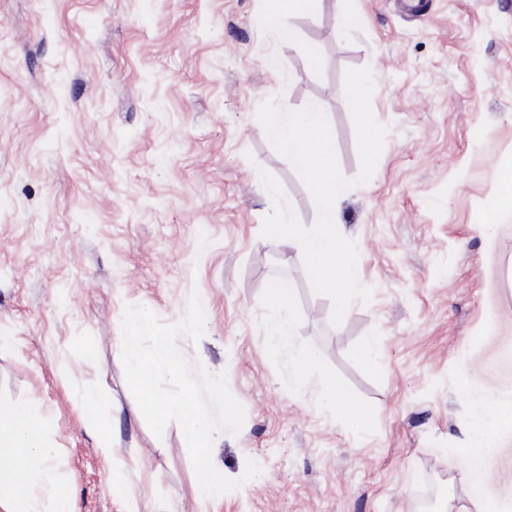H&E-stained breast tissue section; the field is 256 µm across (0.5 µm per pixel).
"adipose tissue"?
Listing matches in <instances>:
<instances>
[{"mask_svg":"<svg viewBox=\"0 0 512 512\" xmlns=\"http://www.w3.org/2000/svg\"><path fill=\"white\" fill-rule=\"evenodd\" d=\"M320 0H269L264 15L266 28L276 43L293 47L297 42L294 18L312 13ZM271 308L266 318V334L277 348L292 347L296 322L287 282L277 280L267 290ZM297 381H314L320 405L342 416L350 425L364 429L368 411L354 401L349 391L322 378L320 353L309 349L294 360ZM49 418L38 415L25 402L0 406V512H73L72 497L63 488L50 461L47 436ZM512 428V404L496 411L476 407L468 431L469 446L464 449L465 466L460 478L473 490H481L487 480L485 459L492 451V438L500 430Z\"/></svg>","mask_w":512,"mask_h":512,"instance_id":"1","label":"adipose tissue"}]
</instances>
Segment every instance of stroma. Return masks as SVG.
<instances>
[{
	"instance_id": "obj_1",
	"label": "stroma",
	"mask_w": 512,
	"mask_h": 512,
	"mask_svg": "<svg viewBox=\"0 0 512 512\" xmlns=\"http://www.w3.org/2000/svg\"><path fill=\"white\" fill-rule=\"evenodd\" d=\"M337 0L295 20L279 49L265 0H0V405L49 416L52 463L75 512H475L460 450L477 403H512V213L480 225L512 159V0ZM317 44L310 71L303 44ZM279 53L270 72L266 58ZM370 68L388 134L375 173L349 190L340 230L356 241L369 303L340 326L315 293L296 242L262 237L282 185L303 225L309 191L257 120L277 98L328 108L346 177L359 170L343 76ZM287 281L296 351L265 335L267 289ZM199 292L206 330L179 338L192 370L226 376L244 406L212 461L260 477L219 498L198 481L177 423L149 428L125 376L126 305L179 322ZM380 373L353 354L363 340ZM372 414L358 430L324 411L313 383L289 392L297 350ZM114 455L74 408L85 386ZM486 494L512 512V430L493 438Z\"/></svg>"
}]
</instances>
